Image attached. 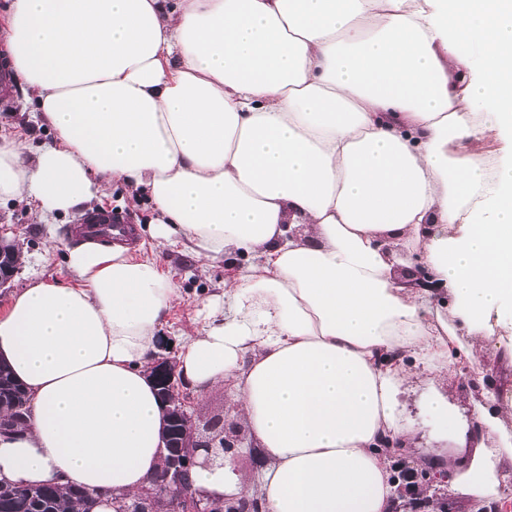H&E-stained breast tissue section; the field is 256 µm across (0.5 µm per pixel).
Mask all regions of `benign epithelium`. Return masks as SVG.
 <instances>
[{
  "label": "benign epithelium",
  "mask_w": 512,
  "mask_h": 512,
  "mask_svg": "<svg viewBox=\"0 0 512 512\" xmlns=\"http://www.w3.org/2000/svg\"><path fill=\"white\" fill-rule=\"evenodd\" d=\"M13 252V245L0 238V288L6 287L18 269V261L4 264V259ZM151 374L166 403L169 417L176 423L177 432L164 438L166 456L161 469L149 485L139 493L145 512H240L237 504H246L245 512L259 510L256 496L242 494L226 498L217 504L202 496L194 488L181 482L187 469L207 467L218 460L235 459L241 452L239 435L230 429L220 433L218 439L203 437L196 433L194 397L179 390L177 370L173 361L161 358L151 366Z\"/></svg>",
  "instance_id": "benign-epithelium-1"
}]
</instances>
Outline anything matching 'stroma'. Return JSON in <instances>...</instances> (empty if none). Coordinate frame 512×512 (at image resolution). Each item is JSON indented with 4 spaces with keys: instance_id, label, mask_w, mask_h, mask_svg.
<instances>
[{
    "instance_id": "1",
    "label": "stroma",
    "mask_w": 512,
    "mask_h": 512,
    "mask_svg": "<svg viewBox=\"0 0 512 512\" xmlns=\"http://www.w3.org/2000/svg\"><path fill=\"white\" fill-rule=\"evenodd\" d=\"M7 106H0V140L21 137L27 159H35L39 149L52 142V131L33 119L36 102L25 86L11 81ZM121 213L139 229L138 242H146L145 226L153 216L146 192L132 186L110 182L103 193L72 213L40 214L29 198H0V237L15 242L20 249L18 271L10 288L0 291V311L5 310L13 291L27 286L34 279L48 282H72L64 262L65 250L73 246L70 231L87 214L97 210ZM162 270L178 290V297L165 318L160 332L168 343L162 348L164 357L176 358L186 337L196 335L202 322L197 316L201 301L222 293L225 280L236 272L231 260L206 262L198 259L183 246L163 249ZM437 389L457 411V423L449 428L447 437H440L434 419L422 409L429 389ZM493 391L501 400L512 399V355L499 344L498 337L486 339L476 353L473 369L458 374H435L416 381L415 390L407 399L408 410L417 422L419 445L401 452L396 466L414 473V486L402 487L393 512H414L416 490H423L425 502L421 512H512V499H489L475 505L472 498L451 487L436 472L420 469L424 449L447 447L449 457H468L462 444L467 441L474 425L473 408L482 402L484 391Z\"/></svg>"
}]
</instances>
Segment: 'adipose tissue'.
<instances>
[{"label": "adipose tissue", "instance_id": "obj_1", "mask_svg": "<svg viewBox=\"0 0 512 512\" xmlns=\"http://www.w3.org/2000/svg\"><path fill=\"white\" fill-rule=\"evenodd\" d=\"M6 23L55 139L32 161L0 142V197L66 214L120 180L148 191L156 247L79 244L72 282L12 295L0 362L30 417L0 436V480L112 512L159 471L150 367L178 296L159 249L180 243L242 260L178 372L229 386L261 512H392L404 387L473 365L512 311V0H12ZM474 414L470 457L427 465L481 502L512 402ZM191 480L217 502L247 482L229 461Z\"/></svg>", "mask_w": 512, "mask_h": 512}]
</instances>
